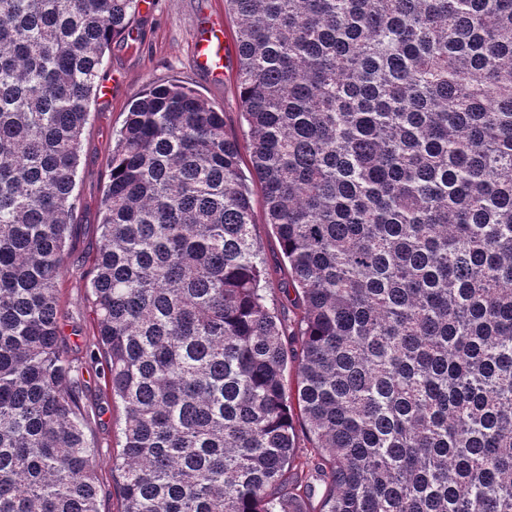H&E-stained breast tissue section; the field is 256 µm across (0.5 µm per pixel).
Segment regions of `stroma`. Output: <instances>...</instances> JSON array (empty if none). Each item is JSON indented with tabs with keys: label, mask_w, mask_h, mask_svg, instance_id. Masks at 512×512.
Segmentation results:
<instances>
[{
	"label": "stroma",
	"mask_w": 512,
	"mask_h": 512,
	"mask_svg": "<svg viewBox=\"0 0 512 512\" xmlns=\"http://www.w3.org/2000/svg\"><path fill=\"white\" fill-rule=\"evenodd\" d=\"M224 25L227 55L224 77L215 80L197 70L193 43L213 21ZM237 25L224 8V0H153L140 13L128 36L114 40L106 53L102 74L108 91L92 103L82 131L77 167L76 209L68 241V255L58 283L59 311L66 334L67 351L80 365L86 381V402L101 406L91 417L89 433L98 449L95 465L106 494L99 512H122L123 501L115 492L112 458L119 447L120 407L114 406L101 375L105 362L97 358V330L88 301L89 271L100 249L101 202L109 183L108 162L117 134L134 96L149 83L181 80L224 113L225 130L241 147L240 168L251 173L249 129L241 115L238 97ZM253 234L265 261L268 282L266 303L275 308L287 329H295L298 311L288 301L290 269L279 241L265 218L261 190L253 192Z\"/></svg>",
	"instance_id": "35a3bbf8"
}]
</instances>
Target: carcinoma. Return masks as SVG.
Here are the masks:
<instances>
[{
  "instance_id": "carcinoma-1",
  "label": "carcinoma",
  "mask_w": 512,
  "mask_h": 512,
  "mask_svg": "<svg viewBox=\"0 0 512 512\" xmlns=\"http://www.w3.org/2000/svg\"><path fill=\"white\" fill-rule=\"evenodd\" d=\"M225 2L298 348L224 113L149 85L89 293L124 512H512V0ZM138 14L0 0V512H99L57 286L105 52ZM253 234L261 247L267 272V284L264 290L266 303L275 308L288 331V341L296 327L299 310L288 301V292L293 299L295 296L291 283L290 269L284 259L279 241L270 224H265V210L262 192L259 183L255 180L253 185Z\"/></svg>"
}]
</instances>
